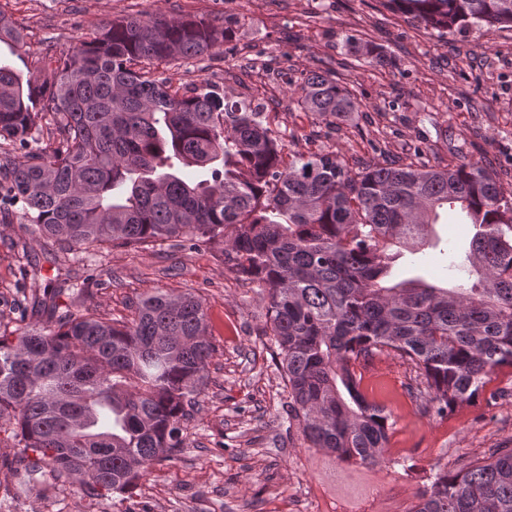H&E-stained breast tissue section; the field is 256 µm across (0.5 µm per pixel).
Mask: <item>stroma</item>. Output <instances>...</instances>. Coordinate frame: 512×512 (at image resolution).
Instances as JSON below:
<instances>
[{
    "label": "stroma",
    "mask_w": 512,
    "mask_h": 512,
    "mask_svg": "<svg viewBox=\"0 0 512 512\" xmlns=\"http://www.w3.org/2000/svg\"><path fill=\"white\" fill-rule=\"evenodd\" d=\"M23 28L21 48L0 45V61L40 83L48 59L118 16L197 17L228 28L219 53L159 66L174 85H215L269 112L285 151L339 153L346 164L386 162L420 148V158L486 163L512 182V27L439 34L381 0H0ZM386 55L368 64L355 43ZM326 69L352 90L357 111L327 123L300 112L290 90ZM432 246L398 259L440 281L441 250L465 242L457 217L434 227ZM45 279L58 268L86 278L74 312L129 321L131 304L163 289L201 296L214 352L209 382L186 424L176 459L149 467L131 492L92 495L56 474L29 482L16 449L0 443V512H410L425 471L449 473L512 447V369L502 368L482 396L441 420L419 411L406 387L413 365L380 354L362 387L393 410L388 460L361 467L307 447L298 424L283 421L288 391L263 334L267 301L228 270L218 250L169 245L108 246L93 258L65 255L20 224L0 223V331L20 327L24 268Z\"/></svg>",
    "instance_id": "obj_1"
}]
</instances>
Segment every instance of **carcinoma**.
I'll list each match as a JSON object with an SVG mask.
<instances>
[{"instance_id": "cac0c4a2", "label": "carcinoma", "mask_w": 512, "mask_h": 512, "mask_svg": "<svg viewBox=\"0 0 512 512\" xmlns=\"http://www.w3.org/2000/svg\"><path fill=\"white\" fill-rule=\"evenodd\" d=\"M384 2L441 35L512 25V0ZM226 37L203 18L123 16L77 41L39 86L0 64V191L21 205L0 208V223L17 216L63 252L220 248L266 294L265 335L308 446L382 463L392 414L362 391L359 364L382 351L413 363L408 395L441 418L512 367V186L479 162L353 169L334 152L286 155L269 113L208 83L154 77ZM0 43H24L1 10ZM292 94L323 121L358 104L317 71ZM39 119L57 147L37 146ZM442 211L470 225L464 247L448 246L447 286L395 277ZM23 276L41 325L0 333V416L12 418L14 447L31 477L49 469L89 492L126 493L186 445L213 351L205 302L157 290L119 322L59 311L54 298L79 288L68 269L53 288L34 268ZM415 498L412 512H512V448L454 475L431 468Z\"/></svg>"}]
</instances>
